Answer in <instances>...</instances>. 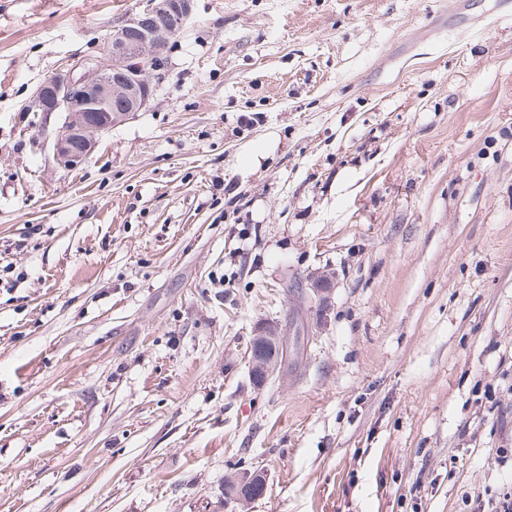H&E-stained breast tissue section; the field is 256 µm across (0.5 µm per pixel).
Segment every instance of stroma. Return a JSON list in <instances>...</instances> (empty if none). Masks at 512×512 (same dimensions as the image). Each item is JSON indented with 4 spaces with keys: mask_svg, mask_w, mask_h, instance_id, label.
I'll list each match as a JSON object with an SVG mask.
<instances>
[{
    "mask_svg": "<svg viewBox=\"0 0 512 512\" xmlns=\"http://www.w3.org/2000/svg\"><path fill=\"white\" fill-rule=\"evenodd\" d=\"M137 4L0 0V512H490L512 9L193 0L146 107L59 168L32 94ZM253 343L265 348L272 345L273 348L270 354L257 353L250 359L252 379L259 381L261 385L273 378L278 371L280 360L277 358L275 347L280 344V336L273 326L264 325L256 330Z\"/></svg>",
    "mask_w": 512,
    "mask_h": 512,
    "instance_id": "1",
    "label": "stroma"
}]
</instances>
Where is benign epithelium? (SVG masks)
I'll return each instance as SVG.
<instances>
[{
	"instance_id": "7a95c632",
	"label": "benign epithelium",
	"mask_w": 512,
	"mask_h": 512,
	"mask_svg": "<svg viewBox=\"0 0 512 512\" xmlns=\"http://www.w3.org/2000/svg\"><path fill=\"white\" fill-rule=\"evenodd\" d=\"M193 0H140L138 10L112 29L109 63L84 59L79 66L38 85L32 111L58 112L63 121L53 129L54 159L61 168L80 166L92 151L95 137L109 132L133 112L141 111L153 95L152 78L164 66L159 47L167 20L183 23L192 14ZM253 343L278 346L280 336L271 325L256 330ZM280 365L276 352L250 359L252 379L264 384Z\"/></svg>"
}]
</instances>
